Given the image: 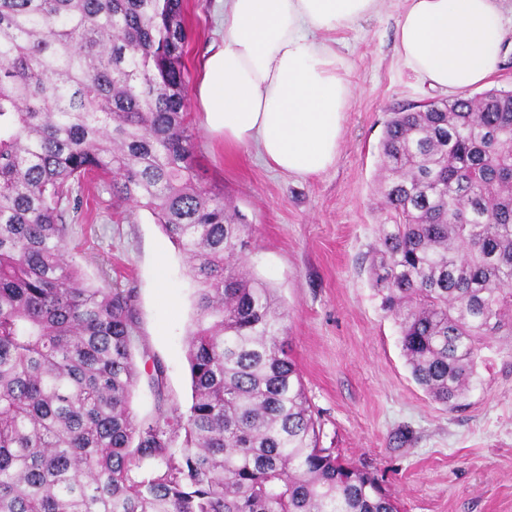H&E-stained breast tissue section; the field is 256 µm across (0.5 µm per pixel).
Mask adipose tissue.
<instances>
[{"label": "adipose tissue", "mask_w": 512, "mask_h": 512, "mask_svg": "<svg viewBox=\"0 0 512 512\" xmlns=\"http://www.w3.org/2000/svg\"><path fill=\"white\" fill-rule=\"evenodd\" d=\"M381 0H224V40L204 61L196 97L228 147L256 146L270 167L308 177L335 162L352 97L347 64L324 34L374 15ZM402 62L428 85H485L502 65L499 0H407Z\"/></svg>", "instance_id": "1"}]
</instances>
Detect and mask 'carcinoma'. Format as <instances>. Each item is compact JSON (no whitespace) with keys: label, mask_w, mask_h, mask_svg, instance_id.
<instances>
[{"label":"carcinoma","mask_w":512,"mask_h":512,"mask_svg":"<svg viewBox=\"0 0 512 512\" xmlns=\"http://www.w3.org/2000/svg\"><path fill=\"white\" fill-rule=\"evenodd\" d=\"M186 39L183 0H0V512H397L320 446L280 298L196 181ZM380 158L370 280L413 379L453 410L512 332V90L391 113ZM92 174L186 258V412L160 399L137 420L134 295L66 255Z\"/></svg>","instance_id":"1"}]
</instances>
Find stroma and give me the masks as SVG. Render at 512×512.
I'll use <instances>...</instances> for the list:
<instances>
[{
    "label": "stroma",
    "instance_id": "35a3bbf8",
    "mask_svg": "<svg viewBox=\"0 0 512 512\" xmlns=\"http://www.w3.org/2000/svg\"><path fill=\"white\" fill-rule=\"evenodd\" d=\"M405 5L382 0L378 13L335 34L354 95L333 167L298 177L267 166L255 147L225 152L192 100L193 165L199 183L223 191L245 218L246 265L287 314L288 355L322 446L377 475L399 512H512V335L487 340L481 385L466 406L448 409L412 378L368 273L386 218L376 181L386 123L443 95L398 57ZM183 9L184 62L194 75L224 39V0H184ZM79 195L82 209L66 215L72 260L90 284L107 280L136 297L135 416L152 417L160 400L188 410L185 337L196 290L184 255L147 211L113 207L109 180H89ZM156 360L165 368L157 385L148 376Z\"/></svg>",
    "mask_w": 512,
    "mask_h": 512
}]
</instances>
